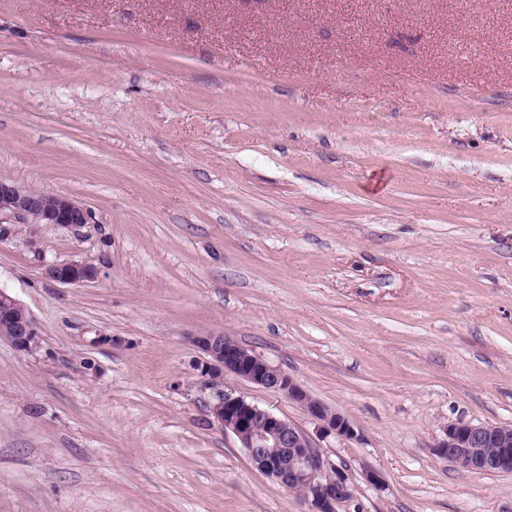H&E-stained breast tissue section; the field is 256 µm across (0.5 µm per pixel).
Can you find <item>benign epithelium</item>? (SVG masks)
Masks as SVG:
<instances>
[{
  "label": "benign epithelium",
  "instance_id": "benign-epithelium-1",
  "mask_svg": "<svg viewBox=\"0 0 512 512\" xmlns=\"http://www.w3.org/2000/svg\"><path fill=\"white\" fill-rule=\"evenodd\" d=\"M43 224L58 228L91 223L80 202L62 194L45 193L0 178V221ZM46 273L61 284L94 279V267L68 262L51 265ZM0 340L21 353L40 345V332L28 309L0 290ZM203 354L194 366L201 385L211 391L209 413L244 448L252 464L288 490L304 496L312 512H336L356 504V488L346 469L326 456L315 440L296 424L246 400L226 386L232 376L282 395L300 405L320 424L319 436L352 439L356 431L347 418L330 410L300 383L259 354L222 333L203 332L192 338ZM434 452L467 471L512 474V428L485 424H450Z\"/></svg>",
  "mask_w": 512,
  "mask_h": 512
}]
</instances>
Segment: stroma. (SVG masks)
Instances as JSON below:
<instances>
[{
	"label": "stroma",
	"mask_w": 512,
	"mask_h": 512,
	"mask_svg": "<svg viewBox=\"0 0 512 512\" xmlns=\"http://www.w3.org/2000/svg\"><path fill=\"white\" fill-rule=\"evenodd\" d=\"M0 177L92 213L0 223L41 334L0 341V512H310L210 419L203 332L349 419L362 512H512L433 451L512 426V0H0ZM46 273L49 278L61 284H79L90 281L97 275L94 267L77 262L51 265Z\"/></svg>",
	"instance_id": "35a3bbf8"
}]
</instances>
